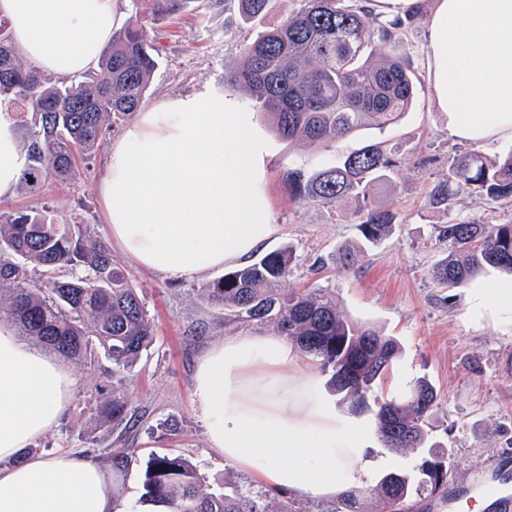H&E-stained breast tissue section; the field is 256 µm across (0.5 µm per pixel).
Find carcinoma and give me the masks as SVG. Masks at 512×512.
I'll list each match as a JSON object with an SVG mask.
<instances>
[{
  "mask_svg": "<svg viewBox=\"0 0 512 512\" xmlns=\"http://www.w3.org/2000/svg\"><path fill=\"white\" fill-rule=\"evenodd\" d=\"M247 21L259 20L274 0H235ZM300 8L245 44L237 68L224 83L242 93L253 110L268 117L281 140L328 150L364 128L383 130L412 106L415 85L406 62L395 52L373 65L363 59L377 39L393 46L414 17L388 20L373 30L363 0H299ZM187 0H153L154 12L170 15ZM158 66V53L143 28L130 23L112 33L96 76L51 80L23 62L12 43L9 23L0 18V112L17 122L28 165L20 188L31 193L48 181L63 182L78 161L135 112ZM394 161L376 145H364L308 173H284L295 199L339 206L359 203L356 227L362 245L336 250V266L355 270L365 249L388 237L396 215L373 203L375 187L388 178ZM461 182L494 201L512 202V151L503 161L474 149L458 155L448 176L431 190L432 203L447 208L452 183ZM448 256L431 267L441 288H465L488 268L512 273V222L437 226ZM33 264L50 274L65 270L48 292L28 276ZM295 267L286 244L257 261L224 274L199 289L200 295L228 311L236 325H267L287 337L319 372L343 403L360 412L375 407L376 439L390 453L424 448L416 475L395 469L370 490L390 512H412V498L448 493L444 454L428 445L435 388L416 378L385 397L377 392L400 359L396 339L346 315L322 288H285ZM0 321L22 340L63 359L92 362L101 353L112 371L97 388L90 419L98 431L121 426L130 412L125 374L154 342V326L144 304L112 265L102 241L87 226L60 225L46 211L0 212ZM134 448H112V466L123 469ZM142 504L156 512H369L351 491L321 503L278 498L224 473V492L202 486L198 466L174 454H153L145 464Z\"/></svg>",
  "mask_w": 512,
  "mask_h": 512,
  "instance_id": "cac0c4a2",
  "label": "carcinoma"
}]
</instances>
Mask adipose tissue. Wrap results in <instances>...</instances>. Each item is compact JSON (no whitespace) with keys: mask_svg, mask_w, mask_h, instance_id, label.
Masks as SVG:
<instances>
[{"mask_svg":"<svg viewBox=\"0 0 512 512\" xmlns=\"http://www.w3.org/2000/svg\"><path fill=\"white\" fill-rule=\"evenodd\" d=\"M383 15H426L432 90L451 132L512 140V0H373ZM18 52L42 72L95 66L120 23L117 0H0ZM26 153L0 113V200L15 196ZM262 148L231 101L191 96L140 113L108 150L100 195L113 243L140 267L191 279L246 263L276 232L260 189ZM477 316L512 313V278L469 293ZM74 382L61 362L0 324V512H126L113 471L90 456L27 449L57 422ZM193 396L210 448L263 482L335 497L357 479L371 425L336 412L274 334L232 336L199 359Z\"/></svg>","mask_w":512,"mask_h":512,"instance_id":"1","label":"adipose tissue"}]
</instances>
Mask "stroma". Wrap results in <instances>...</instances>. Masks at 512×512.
<instances>
[{
    "instance_id": "1",
    "label": "stroma",
    "mask_w": 512,
    "mask_h": 512,
    "mask_svg": "<svg viewBox=\"0 0 512 512\" xmlns=\"http://www.w3.org/2000/svg\"><path fill=\"white\" fill-rule=\"evenodd\" d=\"M298 7V0H275L270 13L258 22L243 21L236 8L214 6L212 0H189L181 12L162 17L152 0H120L124 21L147 30L158 48L159 65L140 106L148 111L162 100L185 96L227 94L225 73L240 61L244 41L271 27ZM428 24L417 18L395 46L409 66L417 98L402 118L385 130L358 131L327 150L315 151L299 142L279 140L264 114H251L254 131L266 148V175L262 189L270 207V221L280 227L269 250L293 245L297 264L288 285L293 289L323 288L335 293L353 320L369 322L394 337L402 349L400 367L380 383L393 393L405 381L427 377L438 392L429 418L431 441L448 457L450 479L464 486L502 460L512 461V314L496 319H475L468 313V291L438 287L429 270L445 257L435 227L450 220L496 224L512 220L470 186L453 187L455 204L444 210L430 199L432 186L469 142L453 136L448 116L437 109L430 81ZM378 144L395 160L389 178L375 196L378 206L394 212L399 225L381 243L368 247L363 266L347 272L337 268L339 246L358 242L355 202L332 208L289 196L284 171L313 172L336 162L363 142ZM106 146L75 167L64 182H47L38 192L17 191L0 201V211L45 210L58 224L82 222L93 235L108 239V224L99 187L105 172ZM114 262L124 271L145 304L156 328V340L126 376V390L135 416L134 427L91 432L89 409L98 383L110 364L94 367L65 362L74 380V394L57 425L36 441L41 455L50 457L95 442V456L108 462V449L135 447L138 455L125 470L115 473L114 491L120 500L135 505L142 493V475L148 455L169 449L192 460L205 489L221 491L223 456L207 444L203 415L192 395L199 355L224 337L242 333V326L226 325L222 306L202 299L199 288L221 278L212 271L192 280L175 281L140 268L120 252ZM420 450L388 453L371 443L358 463L357 491L367 495L381 474L410 469Z\"/></svg>"
}]
</instances>
